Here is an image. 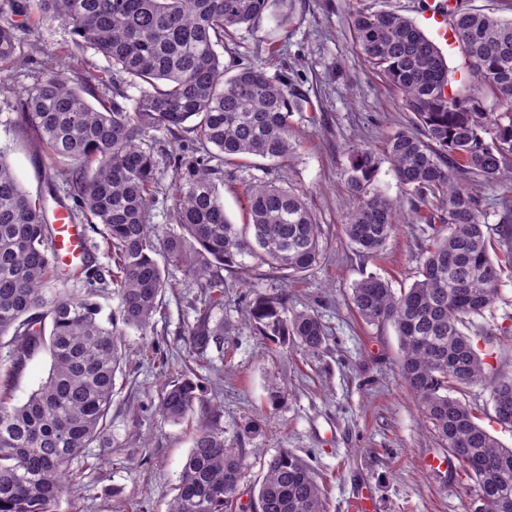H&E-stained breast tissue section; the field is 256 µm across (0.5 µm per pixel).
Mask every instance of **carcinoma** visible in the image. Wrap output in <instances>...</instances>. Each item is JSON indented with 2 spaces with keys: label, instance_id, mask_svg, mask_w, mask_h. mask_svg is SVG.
Masks as SVG:
<instances>
[{
  "label": "carcinoma",
  "instance_id": "carcinoma-1",
  "mask_svg": "<svg viewBox=\"0 0 512 512\" xmlns=\"http://www.w3.org/2000/svg\"><path fill=\"white\" fill-rule=\"evenodd\" d=\"M281 28L296 0H9L38 18L65 22L80 42L129 77L139 95L94 106L85 83L49 70L16 101L24 131L48 163L37 195L27 191L0 152V512H54L79 478L73 464L105 439L116 373L126 359L125 329L151 327L166 287L165 265L204 281L210 305L224 304L221 271L250 257L288 277L301 276L323 255L320 226L303 197L273 181L248 189L249 223L239 228L224 212L219 186L224 164L249 156L277 161L300 146L293 115L302 99L288 77L247 65L230 77L217 48L252 27L273 6ZM448 25L465 57L466 73L452 83L441 48L412 20L389 12L359 13L357 45L373 69L403 95L413 128L391 134L385 158L415 201L431 235L421 248L413 284L395 293L370 275L352 287L353 310L367 324L390 323L401 349L402 377L426 420L478 484L471 512H512V448L478 423L451 392L490 380L497 421L512 426V374L494 373L474 339L477 326L512 278V235L491 238L480 201L461 180L512 177V19L455 0ZM21 38L0 21V65L18 60ZM192 135L173 158L161 187L155 176L152 129ZM381 158L351 151L346 183L353 206L343 230L358 253L373 256L396 232L397 205L371 189ZM66 182L69 218L104 226L113 267L102 273L90 256L80 274L51 258L47 198L59 200ZM172 201L179 232L161 240L149 226L157 196ZM162 256L158 261L156 256ZM87 285L79 295L72 280ZM113 287L117 316L102 317L97 301ZM248 320L265 338L297 342L309 353L326 342L319 317L288 314L286 301L261 297ZM224 335V322H203L189 345L201 349ZM51 359L46 380L22 404L13 403V373L37 353ZM198 384L182 377L161 395L162 415L181 422L195 412ZM243 454L224 442L212 421L200 426L178 476L168 512H237ZM259 512H326L312 467L284 448L258 488Z\"/></svg>",
  "mask_w": 512,
  "mask_h": 512
}]
</instances>
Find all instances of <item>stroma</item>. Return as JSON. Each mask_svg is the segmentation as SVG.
<instances>
[{
  "mask_svg": "<svg viewBox=\"0 0 512 512\" xmlns=\"http://www.w3.org/2000/svg\"><path fill=\"white\" fill-rule=\"evenodd\" d=\"M420 0H296L287 30L266 17L226 40L221 52L227 74L259 64L268 74L287 71L306 103L293 121L304 145L291 159L260 158L224 166L221 195L232 223L247 222L251 183L276 181L299 192L321 226L320 263L298 278L266 265L224 271V302L207 306L204 288L181 267L166 268L169 287L147 333L126 329L127 363L117 374L109 412L111 448L87 449L78 483L59 500L55 512H167L178 474L204 416L216 419L224 441L241 449L245 469L238 501H255L267 464L287 448L310 463L321 485L327 512H352L359 495L371 512H470L476 485L461 467L427 468L444 450L408 390L400 372L399 339L391 324L368 325L351 309L352 286L368 274L409 287L419 267V247L429 234L424 224H399L377 256H359L342 231L350 207L345 183L353 146L382 153L390 134L408 126L400 92L362 58L353 24L358 12H392L428 22ZM0 18L17 26L22 64L7 72L0 113L31 88L43 69L79 73L97 98L115 91L137 96L124 76L93 49L78 46L60 21L31 22L25 13ZM5 151L23 187L37 193L45 159L23 130L0 124ZM465 190L482 205L492 236H499V200H512V182L466 179ZM261 295H283L292 312L311 310L327 334L315 354L296 344L279 346L259 336L245 321L247 306ZM223 322V346L190 351L188 332L200 316ZM167 360L159 371L157 360ZM189 374L199 385L201 406L179 423L165 419L159 402L167 383ZM283 383L278 406L267 400L271 381ZM460 399L478 422L512 447V428L495 418L488 383L463 389ZM258 433L246 434L251 421Z\"/></svg>",
  "mask_w": 512,
  "mask_h": 512,
  "instance_id": "obj_1",
  "label": "stroma"
}]
</instances>
